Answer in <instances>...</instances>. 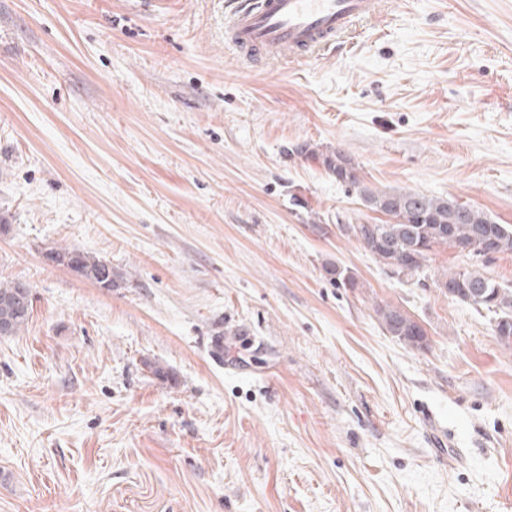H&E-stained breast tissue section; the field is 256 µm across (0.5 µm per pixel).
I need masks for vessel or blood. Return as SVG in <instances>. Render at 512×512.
I'll use <instances>...</instances> for the list:
<instances>
[{
	"instance_id": "vessel-or-blood-1",
	"label": "vessel or blood",
	"mask_w": 512,
	"mask_h": 512,
	"mask_svg": "<svg viewBox=\"0 0 512 512\" xmlns=\"http://www.w3.org/2000/svg\"><path fill=\"white\" fill-rule=\"evenodd\" d=\"M381 7V0H240L225 28L247 58L296 59L339 42Z\"/></svg>"
}]
</instances>
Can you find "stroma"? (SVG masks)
<instances>
[{
	"mask_svg": "<svg viewBox=\"0 0 512 512\" xmlns=\"http://www.w3.org/2000/svg\"><path fill=\"white\" fill-rule=\"evenodd\" d=\"M227 2L0 0V282L33 299L0 336V512H512V347L433 285L512 288V253L442 246L398 279L339 231L377 213L292 152L512 224V0H384L320 55L254 65ZM49 252L54 255V258L58 264L67 266L69 268V263L75 262L78 264L79 270L83 274V278L98 285L100 288H112V284L107 287L103 285L107 281L112 283V263L110 261H106L87 252H83L68 246L59 245L54 248L51 247L49 248ZM49 252H44V258L48 262L53 263ZM104 270H107L108 276L106 279L100 280L98 276L102 275ZM383 329L407 346L424 349L428 345L425 331L411 316L400 308L386 305L376 309Z\"/></svg>",
	"mask_w": 512,
	"mask_h": 512,
	"instance_id": "obj_1",
	"label": "stroma"
}]
</instances>
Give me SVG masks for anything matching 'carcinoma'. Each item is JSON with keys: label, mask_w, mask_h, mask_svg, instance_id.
Wrapping results in <instances>:
<instances>
[{"label": "carcinoma", "mask_w": 512, "mask_h": 512, "mask_svg": "<svg viewBox=\"0 0 512 512\" xmlns=\"http://www.w3.org/2000/svg\"><path fill=\"white\" fill-rule=\"evenodd\" d=\"M296 155L321 166L337 182L359 192L365 205L389 217L384 224H360L354 228V238L383 267L397 276H414L424 269L430 252L437 246L459 249L464 242L473 241L481 231H490L500 242L499 252H512V225L499 224L479 208L452 199L431 197L417 191L376 192L362 183L359 170L342 151L319 150L303 142L296 145ZM412 250L410 264H404L407 250ZM57 263L67 266L75 262L83 278L103 286L112 280V265L108 261L68 246L49 248ZM330 280L340 288H355V276L347 269L335 265L326 267ZM463 279L492 294L489 304L472 303L493 314L494 331L501 335L502 327H509V339L501 342L512 344V290L503 288L474 269H461L448 273L446 279L433 281L435 287L445 282ZM16 282H0V321L9 325V335H16L25 327L33 304L15 300ZM383 329L391 336L415 349L428 346L425 331L411 316L400 308L386 305L376 309Z\"/></svg>", "instance_id": "cac0c4a2"}]
</instances>
